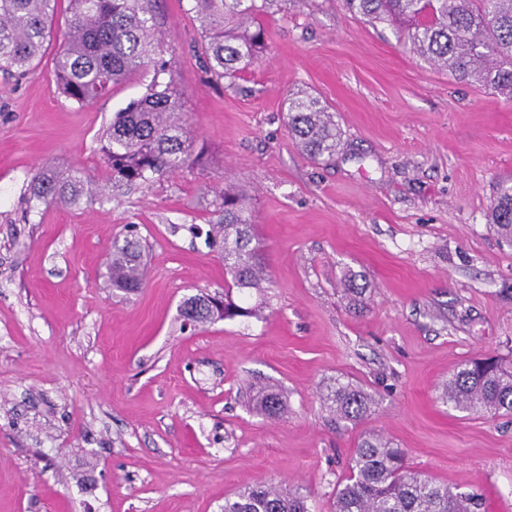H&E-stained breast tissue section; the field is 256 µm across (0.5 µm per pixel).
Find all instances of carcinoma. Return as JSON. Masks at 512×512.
I'll return each mask as SVG.
<instances>
[{"instance_id": "carcinoma-1", "label": "carcinoma", "mask_w": 512, "mask_h": 512, "mask_svg": "<svg viewBox=\"0 0 512 512\" xmlns=\"http://www.w3.org/2000/svg\"><path fill=\"white\" fill-rule=\"evenodd\" d=\"M287 0H188L202 20L201 53L207 70L228 87L260 59L268 31L261 16ZM58 0H0V72L25 74L54 37ZM347 10L371 24L386 23L427 62L456 78L512 99V0H344ZM153 0H68L63 40L54 57L61 93L86 104L115 86L154 71L146 93L114 114L103 148L105 187L93 192L78 169L42 168L31 177L27 203L76 206L129 194L167 174L199 165L195 136L183 109ZM161 74L168 80L158 81ZM288 132L318 160L336 152L341 132L327 107L306 93L288 97ZM209 245L224 258V296L187 298L181 316L191 324L233 320L253 314L237 304L233 290L262 287L260 249L243 199L212 190ZM500 233L512 241V187L501 189L491 208ZM144 246L136 238L114 239L108 275L112 287L135 293L144 285ZM453 408L482 416L512 414V368L496 357L468 360L443 387ZM325 400L341 420L356 424L372 399L351 383L336 381ZM254 408L268 417L284 412L281 393L264 391ZM475 494L437 484L407 466L406 451L375 432H364L354 450L350 475L336 487L329 512H478ZM224 512H309L307 497L275 486L248 488L224 500Z\"/></svg>"}]
</instances>
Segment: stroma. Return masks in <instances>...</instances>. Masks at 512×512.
I'll return each instance as SVG.
<instances>
[{
    "instance_id": "stroma-1",
    "label": "stroma",
    "mask_w": 512,
    "mask_h": 512,
    "mask_svg": "<svg viewBox=\"0 0 512 512\" xmlns=\"http://www.w3.org/2000/svg\"><path fill=\"white\" fill-rule=\"evenodd\" d=\"M201 165L80 207L27 210L37 168L105 176L114 112L151 74L86 105L36 69L0 73V512H221L275 485L328 512L363 431L409 465L512 512V415L454 409L467 360L512 362V245L490 222L512 186V100L456 81L342 0H288L236 87L206 74L185 0H155ZM335 113L342 145L311 160L285 101ZM243 196L267 273L236 294L257 316L196 326L182 302L224 289L206 188ZM147 244L139 292L105 277L114 237ZM370 299L358 311L346 287ZM342 380L374 400L356 425L324 402ZM279 390L284 413L254 409Z\"/></svg>"
}]
</instances>
